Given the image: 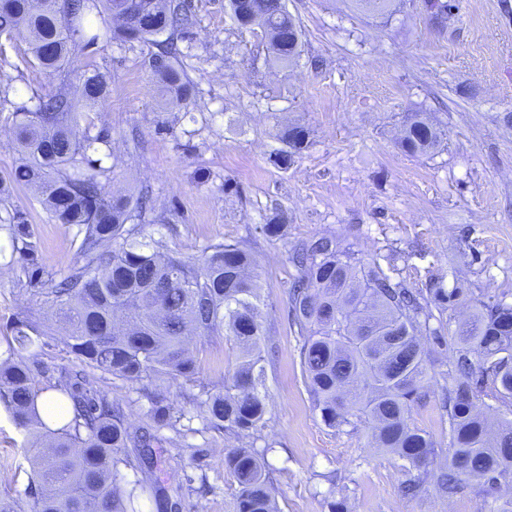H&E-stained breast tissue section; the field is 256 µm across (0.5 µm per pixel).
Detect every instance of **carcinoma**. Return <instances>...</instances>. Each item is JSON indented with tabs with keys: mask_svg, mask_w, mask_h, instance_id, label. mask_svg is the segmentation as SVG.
<instances>
[{
	"mask_svg": "<svg viewBox=\"0 0 512 512\" xmlns=\"http://www.w3.org/2000/svg\"><path fill=\"white\" fill-rule=\"evenodd\" d=\"M227 6L239 29L262 32L273 62L288 66L300 56L301 30L284 0H227ZM104 14L118 25L93 23ZM192 25L186 0H0V40L25 42L22 62L50 77L80 73L78 103L61 90L34 96L33 106L12 103L18 160L9 185L36 188L52 219L83 234L80 260L57 280L40 262L26 212L4 207L16 286L43 297L79 361L54 376L40 359L44 333L29 317L0 335V403L30 438L29 512H138L149 487L137 481L120 491V467L148 464L145 449L155 435L130 436L97 374L129 383L181 378L192 385L200 370L198 346L224 340L236 349L235 368L222 387L201 386L192 402L208 427L237 442L224 454V469L237 482L235 512H275L272 482L254 447L268 410L260 365L266 329L251 250L237 242L210 245L199 255L155 251L145 234L155 208L142 195L105 189L108 135L81 127L83 113L108 95L106 79L83 61L87 48L114 40L155 46L147 66L162 97L180 104L191 98L193 83L179 64L175 39ZM442 136L425 113L413 112L399 147L426 154ZM280 140L285 147L269 161L286 171L309 148L310 133L288 127ZM291 262L298 268L289 291L291 325L302 340L305 383L322 422L332 429L362 426L377 448L402 459L407 495L431 485L448 496L472 480L487 492L511 488L512 419L494 423L481 407L486 396L512 404V304H481L456 333L454 373L441 374L440 389L450 457L463 459L464 471L450 461L436 470L435 443L412 421L436 378L420 338L429 330L438 346L447 345L430 322L443 323L460 303L461 289L410 288L327 235L302 242ZM47 391L64 397L65 411L52 421L38 411ZM142 396L156 429L182 435L172 406L146 388Z\"/></svg>",
	"mask_w": 512,
	"mask_h": 512,
	"instance_id": "obj_1",
	"label": "carcinoma"
}]
</instances>
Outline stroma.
Returning <instances> with one entry per match:
<instances>
[{
  "mask_svg": "<svg viewBox=\"0 0 512 512\" xmlns=\"http://www.w3.org/2000/svg\"><path fill=\"white\" fill-rule=\"evenodd\" d=\"M188 2L195 25L183 64L195 97L162 108L146 48L100 44L85 58L107 76L109 93L84 122L110 135L107 188L149 193L166 216V225L151 228L158 250L197 255L239 240L253 247L269 328L263 435L270 447L262 457L278 512H329L334 500L346 512H479L480 484L449 498L431 488L403 497L397 457L372 448L366 430L322 423L285 308L297 274L289 255L320 235L353 246L410 287L462 289L463 302L444 317L445 336L476 305L512 304V0H450L440 25L423 0H392L385 16L353 0H286L302 30L300 58L286 69L231 22L225 0ZM411 112L443 131L437 149L400 150ZM289 124L308 128L311 145L284 171L268 157ZM13 202L27 212L46 270L67 273L79 258L76 227L52 220L32 190L15 188ZM278 213L287 218L281 236L264 237L261 225ZM41 305L15 286L0 255V327L33 316L47 334L43 361L73 368L64 331ZM98 384L122 407L129 432L146 425L139 385L108 375ZM151 389L191 432L154 445L146 472L123 470L121 489L146 479L180 499V512H234L223 433L202 431L183 380ZM413 422L436 442L435 465L444 464L448 421L437 395L414 409ZM30 473L25 436L0 408V494L23 497Z\"/></svg>",
  "mask_w": 512,
  "mask_h": 512,
  "instance_id": "stroma-1",
  "label": "stroma"
}]
</instances>
